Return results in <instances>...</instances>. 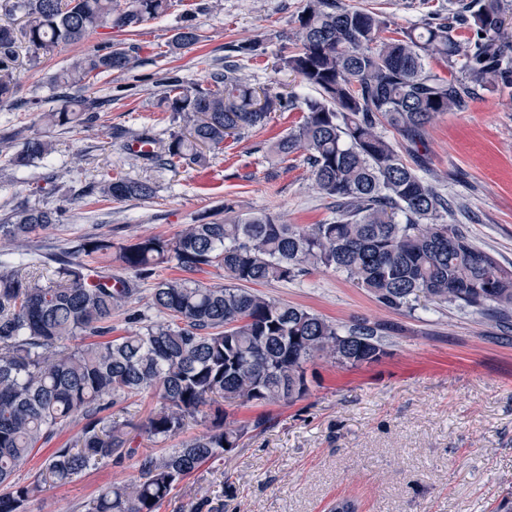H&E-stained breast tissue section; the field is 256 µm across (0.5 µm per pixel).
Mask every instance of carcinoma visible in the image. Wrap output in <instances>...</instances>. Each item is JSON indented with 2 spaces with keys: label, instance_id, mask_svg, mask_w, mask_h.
<instances>
[{
  "label": "carcinoma",
  "instance_id": "carcinoma-1",
  "mask_svg": "<svg viewBox=\"0 0 512 512\" xmlns=\"http://www.w3.org/2000/svg\"><path fill=\"white\" fill-rule=\"evenodd\" d=\"M420 23L391 28L381 11L341 0H304L292 47L280 57L315 94L285 96L256 86L232 61L206 84L166 80L161 102L188 134H173L160 151L139 158L164 166L203 164V149L266 124L272 112L303 113L273 146L282 158L305 154L336 217L300 228L270 213L224 216L220 210L188 224L174 238L114 242L84 235L52 259L47 281L30 263L0 267V512H26L47 487L72 482L104 459H131L128 424L112 407L155 392L160 406L145 431L166 439L191 420L206 431L165 455L137 462V475L101 489L86 512H156L201 465L239 447L251 425L227 421L223 405L292 404L310 390L308 366L328 359L342 367L376 362L389 329L365 319L333 322L302 306L253 292L247 284L288 282L317 269L343 273L380 304L410 310L420 299L455 304L499 325L512 318V270L451 224L448 200L422 152L431 120L461 112L478 90L512 86V0H452ZM22 14L21 34L0 25V102L12 99L17 41L33 53L83 42L95 29L139 28L167 12L169 0H7ZM198 28H177L169 52L192 50ZM137 59L128 47L87 51L52 79L76 90L69 104L40 113L50 127L96 119L81 92L102 74H122ZM448 70L443 75L436 67ZM393 137H388L385 131ZM51 144L27 139L10 157L16 168L47 157ZM92 194L109 202L150 199L148 180L102 174ZM49 208L13 209L0 218V252H28L31 235L59 223ZM112 257L134 278L91 267L73 255ZM161 264L178 277L151 288L164 316L111 338L112 315L138 295L139 282ZM224 270L229 283L195 278ZM80 341L76 346L68 345ZM81 424L33 479L14 480L17 467L44 445Z\"/></svg>",
  "mask_w": 512,
  "mask_h": 512
}]
</instances>
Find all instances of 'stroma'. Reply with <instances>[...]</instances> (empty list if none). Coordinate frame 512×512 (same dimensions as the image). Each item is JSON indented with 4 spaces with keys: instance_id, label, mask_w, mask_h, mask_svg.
<instances>
[{
    "instance_id": "35a3bbf8",
    "label": "stroma",
    "mask_w": 512,
    "mask_h": 512,
    "mask_svg": "<svg viewBox=\"0 0 512 512\" xmlns=\"http://www.w3.org/2000/svg\"><path fill=\"white\" fill-rule=\"evenodd\" d=\"M385 13L393 26L420 22L448 0H344ZM303 0H171L170 9L134 32L109 26L82 43L33 56L18 48V87L0 103V214L17 207L58 210L60 224L33 237L53 253L91 233L121 241L136 235L174 237L185 225L229 206L236 214L266 212L305 227L332 220L335 211L314 187L303 154L274 156L272 143L302 120L298 112L271 113L264 127L207 155L205 166H151L122 141L152 129L160 141L182 131V120L161 111L163 82L191 86L224 64L225 49L259 43L241 58L242 72L259 85L311 89L300 77L275 72L274 62L297 25ZM198 27L203 41L172 54L178 27ZM135 47L137 64L124 74L99 76L86 96L108 101L99 119L72 128H49L27 102L60 105L50 77L81 53L104 44ZM52 141L45 159L25 168L9 162L12 149L31 137ZM427 161L438 188L455 209L447 217L499 263L512 269V87L485 92L463 112L436 117L428 127ZM147 179L146 200L103 202L87 194L104 172ZM270 298L347 322L385 324L390 334L375 363L355 368L323 360L308 368L309 394L290 405L232 406V420H260L239 448L184 480L158 512H328L336 500H357L360 512H512V331L456 306L421 303L411 312L379 304L345 275L316 270L288 282L258 287ZM148 394L117 405L114 419L129 423L139 455L202 432L189 422L181 435L161 441L143 425L157 406ZM136 473L132 460L108 461L72 483L44 489L27 512H85L100 489Z\"/></svg>"
}]
</instances>
